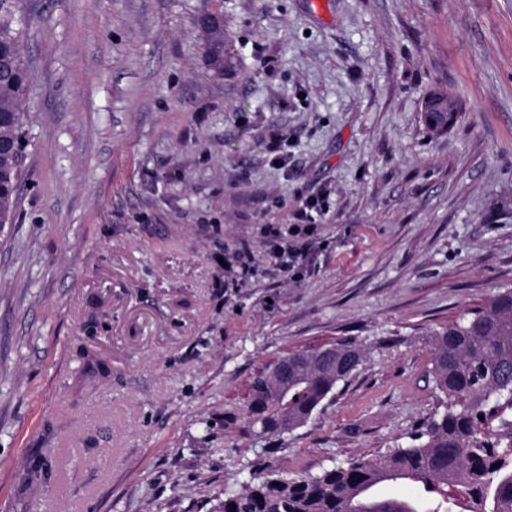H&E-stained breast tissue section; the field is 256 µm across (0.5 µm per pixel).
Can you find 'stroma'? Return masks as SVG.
Returning <instances> with one entry per match:
<instances>
[{
	"mask_svg": "<svg viewBox=\"0 0 512 512\" xmlns=\"http://www.w3.org/2000/svg\"><path fill=\"white\" fill-rule=\"evenodd\" d=\"M21 26L0 512H210L234 479L407 445L440 406L426 334L512 288V0H25ZM436 87L463 107L441 136ZM320 194L300 273L275 269L264 228ZM338 340L359 369L257 441L247 378ZM448 101L454 112H448ZM424 104H427L424 107ZM422 122L426 130L433 135L448 133L462 118V102L458 96L447 90L433 89L423 100Z\"/></svg>",
	"mask_w": 512,
	"mask_h": 512,
	"instance_id": "1",
	"label": "stroma"
}]
</instances>
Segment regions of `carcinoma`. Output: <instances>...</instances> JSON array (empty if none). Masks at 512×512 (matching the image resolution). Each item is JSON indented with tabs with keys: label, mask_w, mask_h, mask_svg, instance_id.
<instances>
[{
	"label": "carcinoma",
	"mask_w": 512,
	"mask_h": 512,
	"mask_svg": "<svg viewBox=\"0 0 512 512\" xmlns=\"http://www.w3.org/2000/svg\"><path fill=\"white\" fill-rule=\"evenodd\" d=\"M23 0H0V229L14 223L24 158V95L28 67L20 53ZM422 122L433 135L462 118L461 99L433 89ZM431 383L443 395L435 412L409 434L407 447L360 458L312 477L252 475L224 489L214 512H512V289L493 295L429 333ZM336 358L322 348L289 353L288 378L274 364L251 377L246 417L258 440L304 426L337 385L361 365L364 350L337 341ZM411 482L415 499L378 494L387 482Z\"/></svg>",
	"instance_id": "obj_1"
}]
</instances>
